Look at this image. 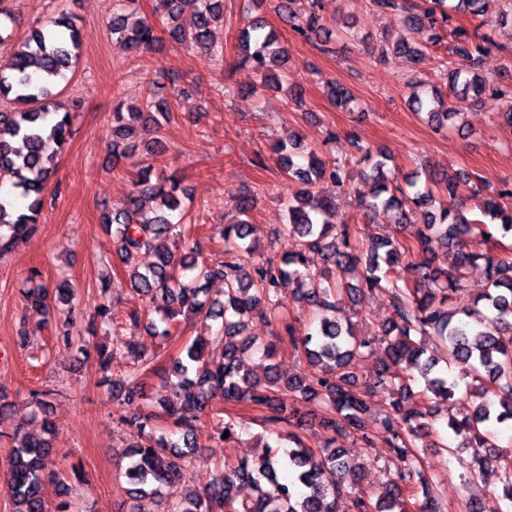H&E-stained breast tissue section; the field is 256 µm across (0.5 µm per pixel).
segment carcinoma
Listing matches in <instances>:
<instances>
[{"label":"carcinoma","instance_id":"cac0c4a2","mask_svg":"<svg viewBox=\"0 0 512 512\" xmlns=\"http://www.w3.org/2000/svg\"><path fill=\"white\" fill-rule=\"evenodd\" d=\"M164 10L162 26L178 45L200 51L215 70L224 66V50L213 45L215 26L224 22L221 0H199L192 25L177 22L181 0H160ZM298 0H283L282 15L299 35L312 39L329 30L323 24V0H311L309 9L296 11ZM373 8L399 17L406 28L426 33L422 42L401 41L379 45L383 58L404 55L421 66L443 61L435 54L445 48L456 65L444 68L451 100L434 89L428 100L415 99L416 109L427 110L428 121L437 128L464 130L463 111L486 95L500 100L499 116L512 125V91L501 83L487 80L477 72L476 64L494 43L485 26V0H424L423 9L414 11L408 0H370ZM463 13L476 21L473 30L452 21L451 13ZM111 33L134 53L149 50L159 40L157 25L148 19L130 24L121 14L112 18ZM9 70L0 67V179L6 177L19 190L20 208L10 200L0 199V258L25 246L39 231L45 210V188L55 173L58 154L66 143L77 114L64 104L58 90L78 66L82 45L76 18L60 11L56 16L31 27L24 38L13 43ZM239 63L250 65L262 85L270 79L281 82L287 77L288 52L280 46L274 31H265L260 19L245 24L240 34ZM176 77L158 72L150 81L149 92L141 104L127 108L118 103L112 112V142L108 150L114 162L143 149L149 163L140 168L139 177L124 204L102 215V223L112 229L118 266L124 280L106 283L100 288V302L94 319L112 321V290L122 282L141 296L147 311L159 316L150 320V335L166 338L169 325L188 313L205 320L221 321L209 338L196 337L181 347L167 367L157 371L175 379L176 399L162 406V412L182 443L162 438L127 447L126 464L121 472L133 500L127 512H154L152 504L161 496L162 487L174 482L181 471L200 454L201 446L193 434V423L210 412L216 420L213 440L223 442L238 438L237 421L225 416L219 405L248 403L267 410L264 423L274 430L294 424L297 410L288 400L300 398L321 403L326 414L320 419L332 438L320 455L306 448L300 436L288 433L295 447L284 452L264 444L259 457L225 462L224 469L212 475L200 491L167 506L164 512H335L336 501L352 498L353 512H407L404 499L422 496L419 512H441L432 484L421 466L414 441L429 434L431 407L407 409L403 403L413 397L400 375L402 367L414 368L426 381L425 391L445 401L454 397L460 380L443 376L437 367L442 362L458 361L469 366L466 391L477 398L472 411L448 420V428L464 437L473 448H494V436L487 426L512 421V255L494 253L489 243L495 225L512 232V206L505 198L512 189L497 192V198L483 196L482 178L460 173L455 177L417 172L404 178L387 168L381 151L357 146V151L372 159L375 185L366 198L357 200V211L366 215L379 208L392 209L396 224L404 233L401 239L383 237L359 227L350 217H340L331 196L315 190L328 181L345 188L346 164L326 160L309 153L308 162H295L300 144L289 137L272 147L280 169L294 183L288 197V222L280 232L295 242V249L278 260L260 256L247 262L255 247L247 243L248 213L252 197H233L239 218L224 227V253L208 263H198L202 238L195 229L182 223L185 207L177 196L179 181L172 175L158 173L151 182L155 160L165 153L162 141L164 125L171 121L169 89ZM330 102L340 108L353 100L342 83L327 85ZM146 134L141 144L129 141L134 127ZM457 196L468 193L476 200L474 209L451 213L433 208L435 193ZM455 249L451 270L438 266L441 250ZM311 253L323 257L324 267L308 265ZM153 261L145 266L139 256ZM483 262L484 288L469 308H452L453 294L466 288L467 271ZM224 283V299L207 296V285ZM34 286L27 288L28 311L43 320L51 319L53 304H69L76 290L66 280L50 289L29 277ZM284 289L302 306L317 313L318 324L302 330L286 327L288 341L303 351L311 374L302 379L282 376L273 363L276 345L262 347L270 361L264 378H257L243 368L241 352L258 347L259 337L248 334L249 321L258 318L267 324L275 321L274 298ZM384 291L391 295L394 317L382 330L380 338L358 337L344 314L343 298L357 305L366 297ZM56 343L79 346L80 353H95L99 369L106 373L112 364L127 358L148 367L153 358L133 344L115 337L112 345H96L94 350L82 344L71 327L57 330ZM381 346L385 362L372 378L360 380L358 359L364 351ZM139 372L129 371L119 378H104L109 393L123 401L127 410L120 422L141 430L152 424L153 414L141 406L145 398L138 382ZM378 393L390 396V408L378 419V430L365 429L364 415L368 399ZM43 435L24 431L0 405V435L13 440V449L0 475L6 484L11 512H70L66 497L72 486L60 480L50 468L53 448L50 441L55 425L42 417ZM353 434L363 447L372 446L374 436L384 435L395 449L397 477L376 503L354 496L358 479L350 449L338 440ZM501 464V499L505 512H512V463L501 452L486 453L480 462ZM52 479L60 483L56 504L47 502L44 485Z\"/></svg>","mask_w":512,"mask_h":512}]
</instances>
